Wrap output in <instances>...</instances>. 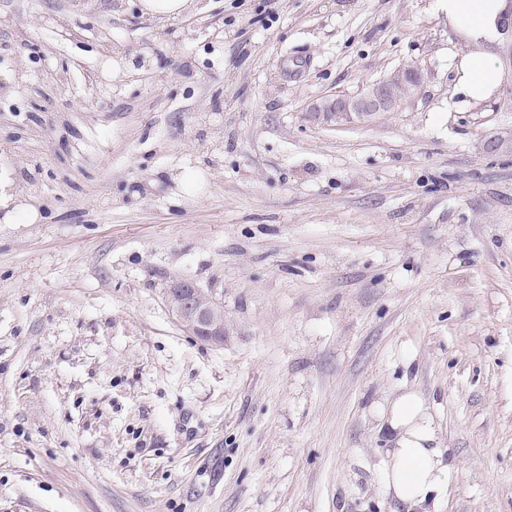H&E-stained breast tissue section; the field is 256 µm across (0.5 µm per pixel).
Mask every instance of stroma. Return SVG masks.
Wrapping results in <instances>:
<instances>
[{"instance_id":"stroma-1","label":"stroma","mask_w":512,"mask_h":512,"mask_svg":"<svg viewBox=\"0 0 512 512\" xmlns=\"http://www.w3.org/2000/svg\"><path fill=\"white\" fill-rule=\"evenodd\" d=\"M139 2L0 0V512H406L405 386L442 512H512V35L474 101L437 0ZM406 65L395 111L309 110ZM142 11L152 17H173L181 14L190 0H140ZM166 301L181 327L199 340L224 344V302L194 281L176 280L166 290ZM376 417L379 432L385 430L392 446L382 448L384 490L412 510L408 512H441L452 469L428 400L418 390L402 387L376 406Z\"/></svg>"}]
</instances>
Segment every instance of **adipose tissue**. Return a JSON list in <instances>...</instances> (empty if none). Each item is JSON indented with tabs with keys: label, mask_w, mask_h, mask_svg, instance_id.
Masks as SVG:
<instances>
[{
	"label": "adipose tissue",
	"mask_w": 512,
	"mask_h": 512,
	"mask_svg": "<svg viewBox=\"0 0 512 512\" xmlns=\"http://www.w3.org/2000/svg\"><path fill=\"white\" fill-rule=\"evenodd\" d=\"M441 2L449 25L468 46L457 66V84L472 100L489 99L500 81L490 48L512 21V0ZM376 416L389 443L380 468L385 491L409 512H439L448 497L452 469L427 399L418 390L403 387L377 405Z\"/></svg>",
	"instance_id": "1"
}]
</instances>
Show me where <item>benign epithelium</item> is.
I'll use <instances>...</instances> for the list:
<instances>
[{"label":"benign epithelium","instance_id":"benign-epithelium-1","mask_svg":"<svg viewBox=\"0 0 512 512\" xmlns=\"http://www.w3.org/2000/svg\"><path fill=\"white\" fill-rule=\"evenodd\" d=\"M421 74L401 67L386 79L370 84L355 96H336L311 105L310 111L328 119L392 112L420 87ZM166 301L181 327L199 340L224 346V302L194 281L176 280L166 290Z\"/></svg>","mask_w":512,"mask_h":512}]
</instances>
